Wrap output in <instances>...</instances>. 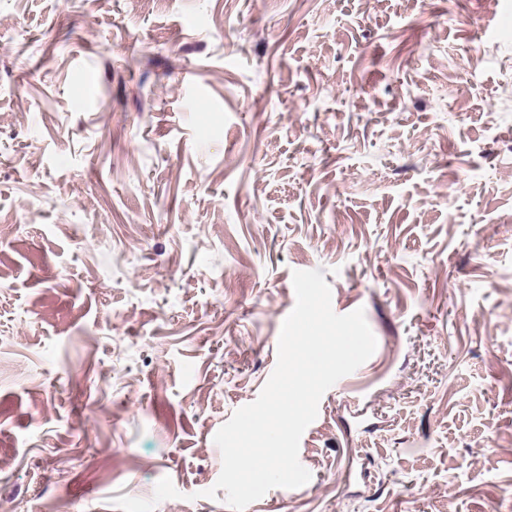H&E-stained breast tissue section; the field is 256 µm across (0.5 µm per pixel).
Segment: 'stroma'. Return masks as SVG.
<instances>
[{
  "mask_svg": "<svg viewBox=\"0 0 512 512\" xmlns=\"http://www.w3.org/2000/svg\"><path fill=\"white\" fill-rule=\"evenodd\" d=\"M313 269L377 348L245 512H512V0H0V512H232Z\"/></svg>",
  "mask_w": 512,
  "mask_h": 512,
  "instance_id": "35a3bbf8",
  "label": "stroma"
}]
</instances>
